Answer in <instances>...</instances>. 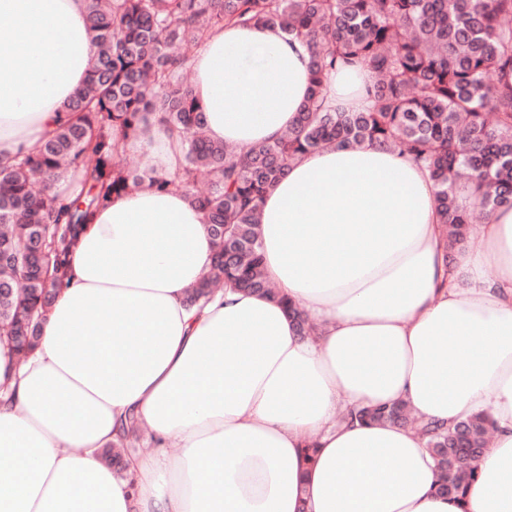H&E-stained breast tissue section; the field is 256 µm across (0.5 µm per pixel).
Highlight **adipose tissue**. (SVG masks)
I'll list each match as a JSON object with an SVG mask.
<instances>
[{
	"label": "adipose tissue",
	"mask_w": 512,
	"mask_h": 512,
	"mask_svg": "<svg viewBox=\"0 0 512 512\" xmlns=\"http://www.w3.org/2000/svg\"><path fill=\"white\" fill-rule=\"evenodd\" d=\"M94 55L85 0H0V160L67 120ZM309 62L277 27L211 34L190 62L207 136L240 151L281 137ZM367 79L334 73L328 97L364 108ZM120 147L161 175L184 159L157 122ZM260 241L279 299L224 287L197 310L204 211L144 186L95 213L37 350L20 361L0 341V512H512V209L446 279L428 171L366 142L293 160L263 201ZM284 296L317 335L298 334ZM398 401L448 426L490 416L463 500L437 492L417 431L344 417ZM128 413L156 451L129 457L122 479L98 451Z\"/></svg>",
	"instance_id": "ef3b65f1"
}]
</instances>
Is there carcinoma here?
I'll use <instances>...</instances> for the list:
<instances>
[{"label":"carcinoma","mask_w":512,"mask_h":512,"mask_svg":"<svg viewBox=\"0 0 512 512\" xmlns=\"http://www.w3.org/2000/svg\"><path fill=\"white\" fill-rule=\"evenodd\" d=\"M86 10L96 53L86 84L65 106L73 119L32 151L0 162V339L20 358L36 348L39 319L94 212L145 183L183 191L206 213L214 257L189 290V306L231 283L279 299L303 336L315 327L267 282L259 252L260 202L292 160L369 141L426 168L447 263L470 232L461 191L488 215L512 208V0H86ZM232 24L277 26L301 39L313 79L295 126L243 155L206 136L181 51ZM345 66L372 77L365 110L327 103L325 79ZM156 115L184 134L181 168L148 174L112 161L121 153L113 130L138 136ZM69 170L82 174L83 189L65 203L57 183ZM350 419L417 428L443 495L463 499L478 477L486 414L446 428L393 403L352 411ZM117 437L99 456L123 477L125 456L142 439L134 415L120 417Z\"/></svg>","instance_id":"cac0c4a2"}]
</instances>
